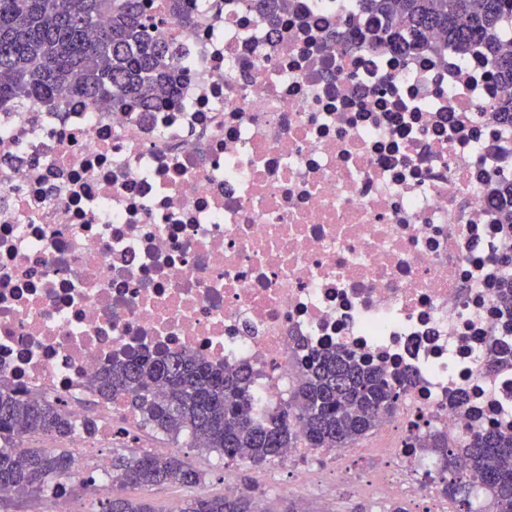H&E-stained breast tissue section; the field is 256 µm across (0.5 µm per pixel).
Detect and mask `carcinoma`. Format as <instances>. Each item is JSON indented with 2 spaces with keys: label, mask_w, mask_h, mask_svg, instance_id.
<instances>
[{
  "label": "carcinoma",
  "mask_w": 512,
  "mask_h": 512,
  "mask_svg": "<svg viewBox=\"0 0 512 512\" xmlns=\"http://www.w3.org/2000/svg\"><path fill=\"white\" fill-rule=\"evenodd\" d=\"M381 21L368 46L400 56L430 48L438 31L465 47L485 45L504 90L498 114L512 122V51L498 44L501 21L512 18V0H362ZM165 19L141 0H0V102L47 105L61 92L103 112H144L177 104L181 52L164 32ZM252 374L228 372L188 351L143 356L97 376L94 392L121 399L141 421L173 439L188 436L197 448L222 457L260 463L280 457L301 441L309 448H351L392 415L410 388L392 382L344 352L316 353L301 383L278 410L251 416ZM96 420L78 424L61 404L19 388L0 387V487L32 494L58 493L70 469L66 454L17 448L15 436L43 433L69 437ZM424 447L439 457L437 484L444 495L469 502L472 477L488 492L482 512H512V434L480 430L460 446L435 431ZM112 480L140 491L165 484L195 487L202 475L176 456L142 454L112 458ZM101 512H154L148 499L112 498ZM179 512H261L253 497L231 494L187 499Z\"/></svg>",
  "instance_id": "cac0c4a2"
}]
</instances>
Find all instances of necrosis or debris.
Listing matches in <instances>:
<instances>
[{
  "label": "necrosis or debris",
  "mask_w": 512,
  "mask_h": 512,
  "mask_svg": "<svg viewBox=\"0 0 512 512\" xmlns=\"http://www.w3.org/2000/svg\"><path fill=\"white\" fill-rule=\"evenodd\" d=\"M375 26L360 0H282L271 23L193 0L167 25L187 48L176 106L1 103L0 383L80 420L104 368L188 350L252 370L274 411L333 347L414 382L357 452L286 449L285 491L448 512L420 440L512 430V124L481 45L397 56L361 47ZM98 433L139 439L117 401ZM354 454L383 465L342 483ZM70 459L111 484L83 433Z\"/></svg>",
  "instance_id": "necrosis-or-debris-1"
}]
</instances>
